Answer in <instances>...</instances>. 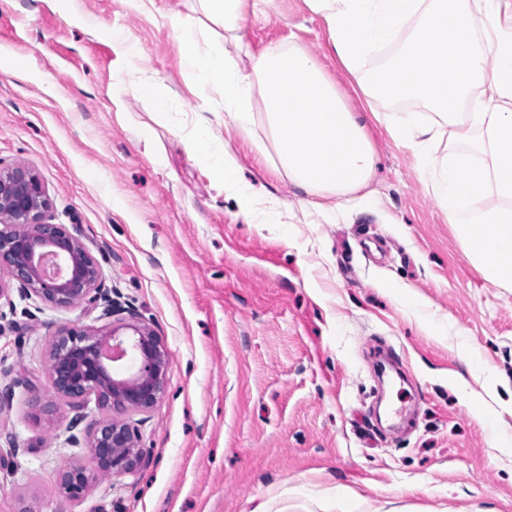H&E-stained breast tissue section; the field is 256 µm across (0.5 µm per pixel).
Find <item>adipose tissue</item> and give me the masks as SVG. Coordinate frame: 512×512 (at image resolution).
<instances>
[{"mask_svg":"<svg viewBox=\"0 0 512 512\" xmlns=\"http://www.w3.org/2000/svg\"><path fill=\"white\" fill-rule=\"evenodd\" d=\"M202 11L238 38L250 0H198ZM326 20L337 59L366 100L421 104L399 112L389 135L418 156L421 181L453 224L467 258L484 277L512 288V0H309ZM170 24L183 45L182 65L195 81L218 90L224 123L244 138L265 120L275 169L307 195L306 207L333 220L374 173L377 156L366 116L347 104L317 58L296 46H268L247 64L204 40L192 17ZM484 27L478 44L476 27ZM396 47L386 63L371 54ZM261 97L264 114L253 110ZM187 140L200 153L215 186L235 187L245 211L262 223L279 212L264 187L236 186V156L195 113Z\"/></svg>","mask_w":512,"mask_h":512,"instance_id":"adipose-tissue-1","label":"adipose tissue"}]
</instances>
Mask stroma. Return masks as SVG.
I'll use <instances>...</instances> for the list:
<instances>
[{
	"label": "stroma",
	"instance_id": "obj_1",
	"mask_svg": "<svg viewBox=\"0 0 512 512\" xmlns=\"http://www.w3.org/2000/svg\"><path fill=\"white\" fill-rule=\"evenodd\" d=\"M195 7L82 0L80 27L60 0H0V165L40 179L48 221L79 236L103 287L171 356L141 427L145 466L97 482L70 512H512V448L496 445L512 434V288L469 261L413 150L389 136L386 118L412 104L352 95L306 0H257L231 58L294 44L379 117L375 174L332 224L225 130L238 179L280 203L281 223H252L185 140L194 113L223 109L181 68L169 19ZM114 28L173 112L117 79ZM51 323L108 321L16 291L0 305V444L18 448L0 472V512H57L60 470L93 464L66 442Z\"/></svg>",
	"mask_w": 512,
	"mask_h": 512
}]
</instances>
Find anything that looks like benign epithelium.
Segmentation results:
<instances>
[{"instance_id": "obj_1", "label": "benign epithelium", "mask_w": 512, "mask_h": 512, "mask_svg": "<svg viewBox=\"0 0 512 512\" xmlns=\"http://www.w3.org/2000/svg\"><path fill=\"white\" fill-rule=\"evenodd\" d=\"M48 201L41 181L19 167L0 166V299L12 287L56 309L83 303L103 307L112 316L108 292L99 288L100 270L78 237L63 224L43 217ZM126 337L114 328L100 333L79 327L48 325V368L52 386L74 412L70 428L85 419L89 400L106 411L85 437L72 434L67 443L88 448L94 468L71 465L61 471V504L80 499L99 480L133 473L144 463L139 423L123 417L129 411L152 409L166 385L170 355L152 331L132 327ZM139 358L136 373L118 379L112 364L128 356Z\"/></svg>"}]
</instances>
